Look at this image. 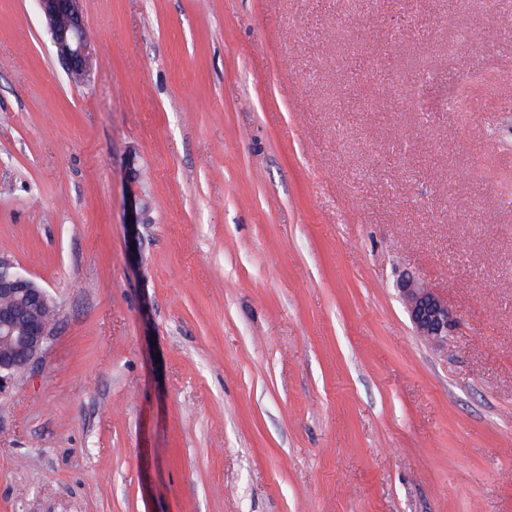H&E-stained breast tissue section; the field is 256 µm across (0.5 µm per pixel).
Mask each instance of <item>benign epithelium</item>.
Segmentation results:
<instances>
[{"label": "benign epithelium", "mask_w": 512, "mask_h": 512, "mask_svg": "<svg viewBox=\"0 0 512 512\" xmlns=\"http://www.w3.org/2000/svg\"><path fill=\"white\" fill-rule=\"evenodd\" d=\"M38 9L48 27L59 63L66 74L86 84L91 72V44L84 19L81 0H36ZM127 214L130 241L139 242V225L144 223L143 209L137 199H131ZM396 288L406 313L417 335L427 342L442 346L456 321L448 309V302L435 289L408 273L403 274ZM22 293L31 308L42 307L52 301L48 291L30 277L19 272L9 257L0 255V301ZM52 328L38 317L27 320L22 345L13 353H0V391L14 376L15 368H29L45 349Z\"/></svg>", "instance_id": "benign-epithelium-1"}]
</instances>
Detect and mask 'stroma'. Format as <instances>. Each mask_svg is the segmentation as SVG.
<instances>
[{
	"label": "stroma",
	"mask_w": 512,
	"mask_h": 512,
	"mask_svg": "<svg viewBox=\"0 0 512 512\" xmlns=\"http://www.w3.org/2000/svg\"><path fill=\"white\" fill-rule=\"evenodd\" d=\"M83 12L77 88L0 0V254L60 307L0 512H512V0ZM396 288L416 334L433 345H444L448 332L456 326L448 302L435 289L408 273L400 277Z\"/></svg>",
	"instance_id": "stroma-1"
}]
</instances>
